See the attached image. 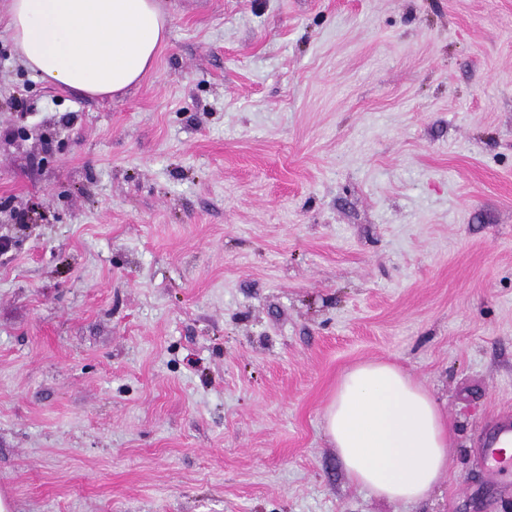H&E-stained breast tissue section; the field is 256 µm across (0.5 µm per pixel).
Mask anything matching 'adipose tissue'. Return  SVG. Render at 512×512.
Wrapping results in <instances>:
<instances>
[{
    "label": "adipose tissue",
    "mask_w": 512,
    "mask_h": 512,
    "mask_svg": "<svg viewBox=\"0 0 512 512\" xmlns=\"http://www.w3.org/2000/svg\"><path fill=\"white\" fill-rule=\"evenodd\" d=\"M0 26L42 83L98 97L138 84L168 36L157 0H6ZM323 421L349 480L376 498L427 499L448 469V420L396 364L346 370Z\"/></svg>",
    "instance_id": "1"
}]
</instances>
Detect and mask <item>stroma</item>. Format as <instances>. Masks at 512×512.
<instances>
[{"label":"stroma","mask_w":512,"mask_h":512,"mask_svg":"<svg viewBox=\"0 0 512 512\" xmlns=\"http://www.w3.org/2000/svg\"><path fill=\"white\" fill-rule=\"evenodd\" d=\"M115 97L0 26V495L11 512H512V0H159ZM448 418L416 503L346 476L343 372ZM512 439V421L502 420L480 440L479 452L484 459L487 466V475L491 481H496L505 472L511 469V457L507 458L512 453L511 443H503L507 439ZM503 443V448L499 445Z\"/></svg>","instance_id":"35a3bbf8"}]
</instances>
